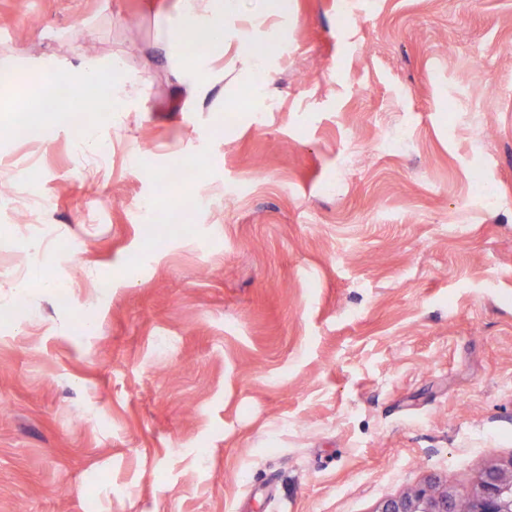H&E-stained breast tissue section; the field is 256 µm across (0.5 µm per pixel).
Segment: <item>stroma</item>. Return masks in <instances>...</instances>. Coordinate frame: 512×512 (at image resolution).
Here are the masks:
<instances>
[{"label":"stroma","mask_w":512,"mask_h":512,"mask_svg":"<svg viewBox=\"0 0 512 512\" xmlns=\"http://www.w3.org/2000/svg\"><path fill=\"white\" fill-rule=\"evenodd\" d=\"M179 2L0 0V512L467 495L512 460V0H291L259 112L224 58L177 79ZM85 61L136 105L87 113L103 166L23 130L37 65ZM174 195L209 203L155 235Z\"/></svg>","instance_id":"stroma-1"}]
</instances>
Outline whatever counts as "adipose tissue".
I'll return each instance as SVG.
<instances>
[{
	"label": "adipose tissue",
	"mask_w": 512,
	"mask_h": 512,
	"mask_svg": "<svg viewBox=\"0 0 512 512\" xmlns=\"http://www.w3.org/2000/svg\"><path fill=\"white\" fill-rule=\"evenodd\" d=\"M242 0H181L177 19L158 22V47L167 60L183 61L191 74L195 91H203L211 81L206 64L216 54L230 56L239 66L236 77L246 84L268 76L277 47L272 42H256L253 32L265 20L288 13V0H261L260 9L242 15ZM100 71L84 63L68 71L44 64L39 72L40 109L43 125L55 122L60 110L59 91L98 81Z\"/></svg>",
	"instance_id": "obj_1"
}]
</instances>
